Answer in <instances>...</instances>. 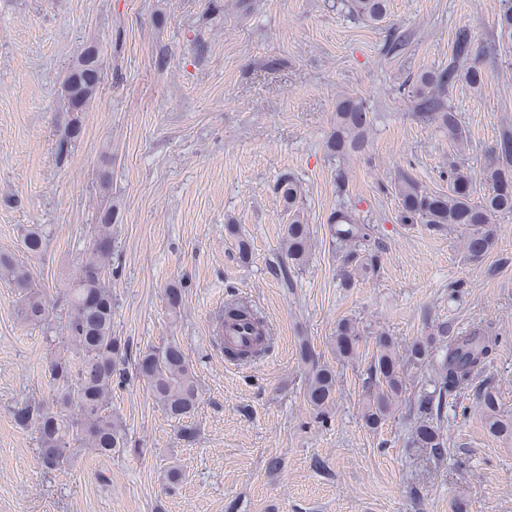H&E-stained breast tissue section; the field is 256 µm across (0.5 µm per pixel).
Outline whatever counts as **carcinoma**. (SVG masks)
I'll return each mask as SVG.
<instances>
[{"label": "carcinoma", "mask_w": 512, "mask_h": 512, "mask_svg": "<svg viewBox=\"0 0 512 512\" xmlns=\"http://www.w3.org/2000/svg\"><path fill=\"white\" fill-rule=\"evenodd\" d=\"M336 9L348 17L377 25L388 18V0H336ZM498 40L512 44V0H499L497 16ZM474 36L467 25L456 31L448 65L402 83L412 100L417 117L435 125L448 135L456 153L464 152L468 134L459 113L448 104V89L464 83L479 92L485 83L482 52L474 48ZM101 83L99 49L89 45L71 64L64 79L67 102L81 111L95 98ZM373 115L363 99L346 93L336 102V134L329 143L334 153L347 150L360 152L365 147L367 130ZM78 129L69 126L56 144L57 161L64 162L77 137ZM485 192L475 197L476 184ZM288 209L289 222L282 239L273 274L288 280V269L304 266L312 253L310 225L304 221L299 199L302 188L291 177L275 184ZM402 218L411 224H424L441 231L460 232L461 245L472 260L482 258L496 236V224L512 218V126L501 128L494 145L476 179L462 165L448 161V192H429L412 174L400 168L395 178ZM332 240L346 250L344 264L362 273L375 271L384 247L374 237V228L358 222L349 208L340 204L328 218ZM24 247L32 256L44 247L41 232L33 229L24 238ZM0 269L26 297V317L36 323L46 322L50 312L40 286L23 262L0 254ZM112 277V211H105L94 228L74 279L62 298V346L49 365L50 401L36 398L24 402L13 412L21 428L35 427L41 447L40 463L47 469L60 470L72 465L79 446L106 456L116 448L128 445V433L118 415L112 413V386L128 379L125 368L128 344L112 334V291L106 279ZM232 318L258 322L257 312L246 299L238 298L215 313V329ZM448 333L442 325L423 340L413 343L400 355L395 341L384 331L375 337L376 352L367 371L362 397V417L373 430L400 407L415 421L413 444L429 449L436 460L448 455V442L440 430L447 413L448 394L470 384L486 362L496 353L498 337L486 330L475 329L466 336L448 340L436 360L435 378L413 399H405L403 367L420 366L428 361L437 339ZM361 339L359 324L343 319L336 325L333 348L336 356L349 359L357 351ZM299 357L306 367L304 398L326 423L334 402L336 372L322 362L312 346L302 342ZM134 377L144 383L151 395L172 419L191 418L198 405L197 380L182 347L175 341L148 350L134 364ZM480 409L488 431L501 437H512V418L503 414L497 398L485 388Z\"/></svg>", "instance_id": "carcinoma-1"}]
</instances>
